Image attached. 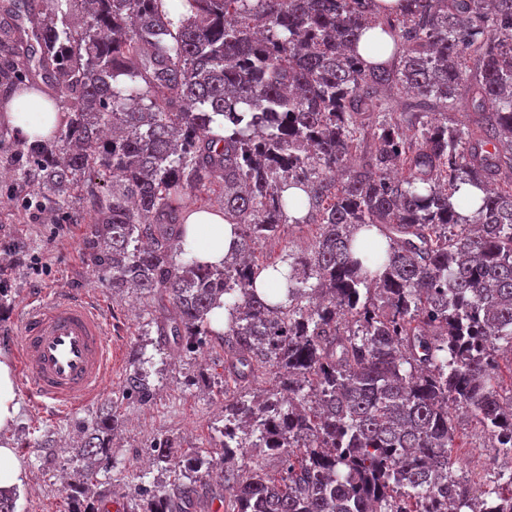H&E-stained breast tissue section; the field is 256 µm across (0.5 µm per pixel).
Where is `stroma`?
<instances>
[{"label":"stroma","instance_id":"obj_1","mask_svg":"<svg viewBox=\"0 0 512 512\" xmlns=\"http://www.w3.org/2000/svg\"><path fill=\"white\" fill-rule=\"evenodd\" d=\"M19 140L17 130L0 120V288L9 299L8 307L0 310V358L11 355L7 342L15 337V314L29 297L71 289L90 290L101 297L120 359L102 400L72 416H41L25 393H18L19 415L12 428L0 434L1 440L16 448L25 472L15 512H67L63 481L73 475L70 446L78 439L81 425L92 423L104 408L119 420L112 467L104 476L113 497L130 495L143 484L158 488L174 481L173 470L151 463L159 442L167 440L187 452L223 457L218 429L224 424L225 392L250 396L258 389L273 390L277 375L238 387L224 375V347L216 340L197 354L185 353L171 341L163 351H156L145 334L147 299L132 290L108 288L95 269L90 225L74 218L86 210L84 191L75 192L67 214L46 207L34 211L26 205L9 175L10 156ZM317 231L313 224L286 226L280 238L259 247L258 256L279 263L286 254L306 252ZM141 351L152 359L153 396L145 404L122 392ZM455 425L461 473L474 491H483L505 459L466 413L456 412Z\"/></svg>","mask_w":512,"mask_h":512}]
</instances>
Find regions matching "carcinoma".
Instances as JSON below:
<instances>
[{"label": "carcinoma", "instance_id": "obj_1", "mask_svg": "<svg viewBox=\"0 0 512 512\" xmlns=\"http://www.w3.org/2000/svg\"><path fill=\"white\" fill-rule=\"evenodd\" d=\"M23 9L35 46L15 36ZM5 16L0 89L38 71L63 113L15 150L18 179L53 209L86 184L101 280L163 296L158 335L187 353L216 337L243 384L279 372L275 393L224 395L221 429L224 461L274 452L278 473L256 461L240 479L165 442L178 481L138 487L127 512H197L213 482L224 512H512V465L481 499L456 474L448 412L512 460V0H13ZM370 28L394 62L360 59ZM466 77L461 127L448 110ZM217 178L237 255L179 262L183 196ZM463 185L481 192L468 216ZM286 224L320 232L273 303L256 251ZM144 362L125 391L146 402ZM117 424L98 416L73 446L68 512H101Z\"/></svg>", "mask_w": 512, "mask_h": 512}]
</instances>
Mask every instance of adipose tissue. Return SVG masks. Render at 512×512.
Here are the masks:
<instances>
[{
  "label": "adipose tissue",
  "mask_w": 512,
  "mask_h": 512,
  "mask_svg": "<svg viewBox=\"0 0 512 512\" xmlns=\"http://www.w3.org/2000/svg\"><path fill=\"white\" fill-rule=\"evenodd\" d=\"M4 117L23 138L31 142L51 138L58 122L52 102L35 90L25 92L19 102H7ZM233 251V226L222 213L201 210L190 217L187 235L182 242L184 259L219 265Z\"/></svg>",
  "instance_id": "1"
}]
</instances>
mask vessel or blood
Returning a JSON list of instances; mask_svg holds the SVG:
<instances>
[{
  "label": "vessel or blood",
  "mask_w": 512,
  "mask_h": 512,
  "mask_svg": "<svg viewBox=\"0 0 512 512\" xmlns=\"http://www.w3.org/2000/svg\"><path fill=\"white\" fill-rule=\"evenodd\" d=\"M16 321L11 348L33 406L68 416L102 396L115 354L108 315L94 294L37 295Z\"/></svg>",
  "instance_id": "b4317fda"
}]
</instances>
